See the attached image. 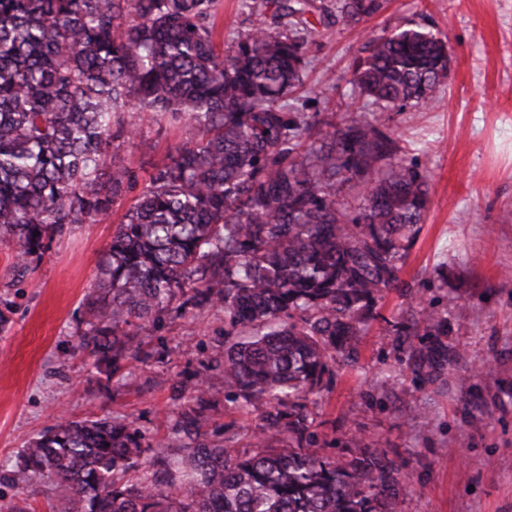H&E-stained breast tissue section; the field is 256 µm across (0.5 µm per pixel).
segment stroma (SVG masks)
<instances>
[{
	"label": "stroma",
	"mask_w": 512,
	"mask_h": 512,
	"mask_svg": "<svg viewBox=\"0 0 512 512\" xmlns=\"http://www.w3.org/2000/svg\"><path fill=\"white\" fill-rule=\"evenodd\" d=\"M354 27L336 21L337 0H314L297 18L312 40L300 86L284 98L291 111L342 120L376 110L350 82L362 43L409 28L447 41L450 69L426 106L384 113L405 155L430 177V204L400 277L406 287L379 302L359 338L354 364L337 369L310 407L319 444L342 457L362 443L383 448L399 467L397 512H512V0H382ZM275 0H223L221 49L258 23L286 25ZM141 135L123 156L137 180L184 145L185 124H159L132 112ZM78 224L54 238L35 272L10 284L12 250L0 243V300L12 304L0 335V472L59 416L134 419L146 444L178 436L179 389L208 371V438L243 451L257 411L226 398L213 364L224 353V312L208 307L150 327L148 362L118 377L97 373L75 348V311L121 217ZM445 313L443 338L456 360L434 378L419 375L395 328L425 307Z\"/></svg>",
	"instance_id": "obj_1"
}]
</instances>
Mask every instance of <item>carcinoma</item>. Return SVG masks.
<instances>
[{"label":"carcinoma","mask_w":512,"mask_h":512,"mask_svg":"<svg viewBox=\"0 0 512 512\" xmlns=\"http://www.w3.org/2000/svg\"><path fill=\"white\" fill-rule=\"evenodd\" d=\"M282 17L312 0H278ZM381 0H339L355 26ZM221 0H0V242L16 282L55 236L112 211L134 174L120 139L131 111L186 120L190 143L152 166L97 267L76 318L78 349L114 376L147 361L143 330L162 316L224 309V390L260 412L249 448L206 439L208 374L179 411L175 458L156 456L136 422L66 421L0 476L10 512H36L34 481L54 512H396L398 480L383 448L345 461L316 447L308 397L357 356L429 205V177L401 154L381 118L342 124L290 112L310 41L261 23L227 55ZM448 78L432 32L382 34L361 49L351 83L386 109L427 105ZM423 331H445L425 310ZM428 374L454 354L408 346Z\"/></svg>","instance_id":"carcinoma-1"}]
</instances>
